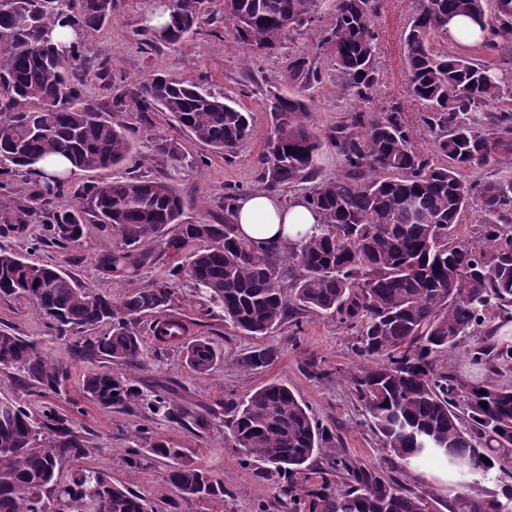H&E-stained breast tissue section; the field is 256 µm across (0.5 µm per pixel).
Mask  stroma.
I'll return each instance as SVG.
<instances>
[{
	"mask_svg": "<svg viewBox=\"0 0 512 512\" xmlns=\"http://www.w3.org/2000/svg\"><path fill=\"white\" fill-rule=\"evenodd\" d=\"M153 0H120L111 23L95 32L89 41L92 65L86 71L85 88L89 98L107 99L127 95L153 70L162 69L173 76L202 85L218 96L233 99L250 112L253 135L234 154L224 155L196 142L175 125L173 119L151 112L141 114L130 109L113 113L115 122L135 129V148L143 156L138 176L160 177L168 181L185 199L183 216L189 223H223L224 189L239 186L246 192L260 190L257 159L271 126L267 93L274 90L290 94L295 86L288 80V59L296 51H307L320 65L322 80L306 88L312 104L311 123L322 133L336 126L353 111V104L338 96L325 55L313 47L307 35L272 54L245 55L232 42L224 22L223 0H206L205 19L194 34L178 44H160L152 54H142L139 30L142 20L153 8ZM420 9V0H376L373 23L378 31L377 66L379 81L372 93L368 111L379 112L400 104L413 131L414 144L423 153H431L432 138L423 122V108L407 92L404 67V32ZM174 137L182 146L185 161L166 162L155 157L151 140L142 136L143 127ZM205 157L207 164L196 168L191 159ZM42 228V215L33 212L22 228L0 232V246L30 254L42 260L59 256L65 269L79 280L94 283L100 292L121 298L129 289L146 286L172 266L168 254L154 250L135 275L115 279L100 273L95 265L98 253L115 246L111 236L89 227L84 245L54 253L53 249H32ZM175 309L187 328L188 338L209 337L223 350L224 361L210 375L193 373L178 352L162 346L152 336H145L148 370L138 372L146 388L162 387L177 403L197 409L223 411L224 401L240 397L269 381L286 384L309 406L317 420L334 435L336 451L355 461L382 464L386 451L380 439L363 422L360 404L346 380L362 363L354 352L357 332L336 321L303 315L301 330L283 323L261 338L244 336L225 326L222 318L205 322L197 318L198 304L191 284H183ZM0 328L37 342L39 349L60 362L67 377L55 402L72 415L89 437L90 449L83 463L102 467L114 483L145 497L156 512H289L287 501L278 497L281 477L261 475L255 462H243L238 449L232 448L225 435L223 419H213L206 429L181 425L152 415L140 407L122 412L104 410L89 400L82 390V378L97 369L98 361L74 358L47 328L39 312L27 301L0 298ZM274 347L278 356L264 369L246 371L236 364L257 347ZM147 430L182 448L187 460L223 478V500L182 504L175 491L165 484L168 462L147 456L141 467L129 469L123 458L132 447L139 430ZM405 486L427 490L441 503L439 512H448V489L455 477L435 462L428 461L404 477Z\"/></svg>",
	"mask_w": 512,
	"mask_h": 512,
	"instance_id": "stroma-1",
	"label": "stroma"
}]
</instances>
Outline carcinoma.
<instances>
[{
    "mask_svg": "<svg viewBox=\"0 0 512 512\" xmlns=\"http://www.w3.org/2000/svg\"><path fill=\"white\" fill-rule=\"evenodd\" d=\"M321 2L224 0V20L238 45L269 53L295 34L316 31L336 92L365 103L377 81L375 0H329L322 17ZM204 3H156L168 21L158 30L145 18L144 53L151 54L160 36L171 44L194 33ZM118 7L119 0H0V224L18 230L38 205L43 246H78L90 224L117 240L96 256L107 275L135 274L155 245L175 256L176 264L114 300L56 263L30 261L0 247V296L32 304L74 356L105 361L82 380L83 393L97 406H144L199 429L208 426V414L172 402L160 389L146 394L134 380V372L148 368L145 332L178 349L199 375L224 359L209 339H185L186 326L173 314L183 282L195 288L201 315L217 308L225 323L248 336H265L287 319L299 329L301 311L334 318L358 329L357 351L371 365L352 375L351 383L368 424L398 460L397 469L405 472L427 457L483 479L497 469V490L472 496L459 483L448 493L457 512L512 507V386L490 378L466 388L436 364L439 353L469 340L473 362L493 373L512 367V350L494 341L512 324V88L508 73L445 45L448 22L462 16L490 31L478 48L511 46L512 0H422L405 32L409 92L427 112L424 123L439 164L414 146L397 105L376 113L355 110L322 135L313 131L303 90L321 80V69L305 52L293 54L288 77L298 90L272 94V127L258 159V180L271 193L311 181L327 146L343 174L305 193L321 215L311 234L292 246L273 242L262 249L238 238L228 222H182L183 198L158 178L92 183L80 201L54 204L66 196L74 169L138 164L130 129L112 121L109 106L86 98L79 76L89 68V38ZM57 26L64 29L62 37L70 32L74 39L54 40ZM129 99L135 111L174 118L218 153L234 152L253 135L251 116L237 103L164 73L140 81ZM145 133L155 156L181 157L175 139L151 127ZM54 156L71 168L26 181L29 165ZM490 161L509 174L491 181L464 175ZM474 202L488 217L482 238L491 243L489 252L454 237ZM101 325L108 331L76 339ZM276 357L262 348L238 364L267 368ZM0 369L23 373L21 384L46 398L35 408L11 401V411L0 417V512H154L102 468L79 467L59 479L63 462L87 456L89 439L49 401L61 386L58 363L32 341L0 330ZM224 415L232 447L264 470L288 477L279 491L291 512H436L432 494L338 456L328 427L282 383L224 400ZM148 451L172 461L165 483L183 501L224 499V480L183 460L167 441H149ZM315 456L345 479L344 487L324 476L297 491L294 477Z\"/></svg>",
    "mask_w": 512,
    "mask_h": 512,
    "instance_id": "1",
    "label": "carcinoma"
}]
</instances>
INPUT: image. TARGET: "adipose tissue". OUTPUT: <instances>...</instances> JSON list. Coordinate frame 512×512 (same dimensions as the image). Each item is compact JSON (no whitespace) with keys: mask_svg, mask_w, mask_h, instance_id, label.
I'll list each match as a JSON object with an SVG mask.
<instances>
[{"mask_svg":"<svg viewBox=\"0 0 512 512\" xmlns=\"http://www.w3.org/2000/svg\"><path fill=\"white\" fill-rule=\"evenodd\" d=\"M231 219L241 238L261 247L273 240L296 242L300 234L319 223L320 216L309 208L304 196L285 201L260 191L238 197Z\"/></svg>","mask_w":512,"mask_h":512,"instance_id":"ef3b65f1","label":"adipose tissue"}]
</instances>
